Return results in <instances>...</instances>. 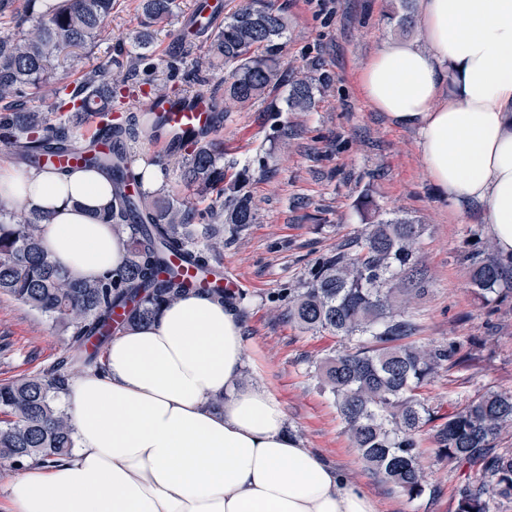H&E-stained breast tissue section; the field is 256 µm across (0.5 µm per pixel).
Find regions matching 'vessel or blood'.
<instances>
[{"mask_svg":"<svg viewBox=\"0 0 512 512\" xmlns=\"http://www.w3.org/2000/svg\"><path fill=\"white\" fill-rule=\"evenodd\" d=\"M145 108L153 112L160 122L159 127L150 132V141L155 149L168 154L182 152L185 136L202 141L224 127L221 113L213 111L210 97L205 93L185 97L153 96L147 100ZM205 284L240 289L245 287L246 282L234 270L219 265L208 280L198 279L194 282L198 288Z\"/></svg>","mask_w":512,"mask_h":512,"instance_id":"b4317fda","label":"vessel or blood"}]
</instances>
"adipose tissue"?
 Wrapping results in <instances>:
<instances>
[{
  "instance_id": "obj_1",
  "label": "adipose tissue",
  "mask_w": 512,
  "mask_h": 512,
  "mask_svg": "<svg viewBox=\"0 0 512 512\" xmlns=\"http://www.w3.org/2000/svg\"><path fill=\"white\" fill-rule=\"evenodd\" d=\"M419 41L389 40L363 65L364 98L413 128L427 178L457 213L477 208L512 259V0H418ZM97 171L0 165V202L48 211L47 256L78 280L123 262L95 212L112 203ZM231 307L188 295L115 336L106 369L61 396L70 458L28 466L9 488L15 512H376L287 431L281 404L243 384ZM222 399L221 408L212 400Z\"/></svg>"
}]
</instances>
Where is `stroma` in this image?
<instances>
[{"instance_id":"1","label":"stroma","mask_w":512,"mask_h":512,"mask_svg":"<svg viewBox=\"0 0 512 512\" xmlns=\"http://www.w3.org/2000/svg\"><path fill=\"white\" fill-rule=\"evenodd\" d=\"M198 0H181L179 12L160 27L152 62L168 92L184 87L193 70L208 77L205 91L224 83V68L211 65L206 37L188 36L184 23ZM291 20L281 59L289 73L315 63L324 76L307 112H269L264 105L224 118V171L247 170L246 189L256 221L224 233L221 262L247 281L239 318L244 340L245 383L266 388L287 415V430L302 447L316 450L349 484L373 500L377 512H455L463 474L423 443V464L434 494L408 498L371 473L353 448L332 396L324 393L316 364L341 348L327 332H306L288 318L285 295L301 287L322 257L335 253L371 224L396 217L422 227L418 266L421 294L407 312L420 345L460 343L465 362L441 370L420 391L445 410L485 388L512 390V299L485 304L475 296L463 259L472 239L489 240L480 212L456 214L427 179L413 130L396 126L363 97L357 75L389 39L415 40L419 23L402 28L400 0H279ZM140 25L137 0H115L98 45L74 67L60 68L63 83L77 82L100 62L125 61L126 33ZM287 136H274V127ZM266 151L265 167L252 165ZM69 333L46 315L0 294V383L51 369L67 356Z\"/></svg>"}]
</instances>
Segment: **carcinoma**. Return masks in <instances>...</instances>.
<instances>
[{
  "label": "carcinoma",
  "mask_w": 512,
  "mask_h": 512,
  "mask_svg": "<svg viewBox=\"0 0 512 512\" xmlns=\"http://www.w3.org/2000/svg\"><path fill=\"white\" fill-rule=\"evenodd\" d=\"M113 0H62L26 28L15 0H0V141L14 148L29 167L42 168L44 151L66 150L75 143L74 129L89 113L104 119L113 141L126 145L146 136L155 123L145 110L133 111L122 94L123 81L112 62L87 71L72 88L54 85L57 68L75 63L92 49L112 16ZM139 29L128 39L136 52L129 68L147 73L155 28L168 23L178 0H139ZM288 15L270 0H243L224 17V27L210 38L211 57L224 63V99L215 105L250 109L272 88L290 86L287 106L307 112L314 100L312 79L292 78L280 69L288 44ZM50 93L61 114L52 123L29 106L31 98ZM131 113L112 119L114 110ZM83 169L109 175L112 206L97 215L122 240L125 260L116 272L93 281H76L56 267L41 249L47 213L31 212L17 220L0 211V292L41 311L71 329L72 359L87 370L104 369L103 353L127 327L151 322L167 304L186 295H205L234 304L223 288H195L180 257L202 273L224 246L217 223L240 232L255 223L251 197L242 182L219 209H210L201 245L188 229L192 220L172 195L126 193V182L141 183L127 154L100 153L84 147ZM221 143L194 145L179 162L180 177L204 200L224 190ZM419 225L408 220L380 222L336 253L320 259L304 286L288 293V318L311 331H327L349 345L316 366L321 386L336 401L353 447L376 474L414 499L429 490L421 464L419 436L430 429L437 456L461 471H473L458 486L456 512H493L512 500V451L498 447L501 430L512 424V391L488 389L463 406L442 413L425 403L418 390L438 372L463 363L457 344L422 347L410 341L417 325L405 315L401 297L408 291L405 271L417 266ZM476 297L505 301L512 295V273L487 242L475 239L466 253ZM67 361L56 367L0 384V469L19 471L28 463L49 464L70 455L74 429L55 399L68 385Z\"/></svg>",
  "instance_id": "obj_1"
}]
</instances>
